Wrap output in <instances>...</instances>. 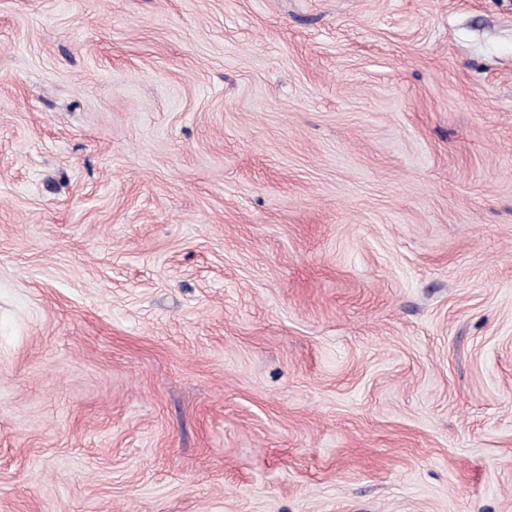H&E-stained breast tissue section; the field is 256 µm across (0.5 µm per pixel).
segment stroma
Returning a JSON list of instances; mask_svg holds the SVG:
<instances>
[{"mask_svg":"<svg viewBox=\"0 0 512 512\" xmlns=\"http://www.w3.org/2000/svg\"><path fill=\"white\" fill-rule=\"evenodd\" d=\"M0 512H512V0H0Z\"/></svg>","mask_w":512,"mask_h":512,"instance_id":"stroma-1","label":"stroma"}]
</instances>
